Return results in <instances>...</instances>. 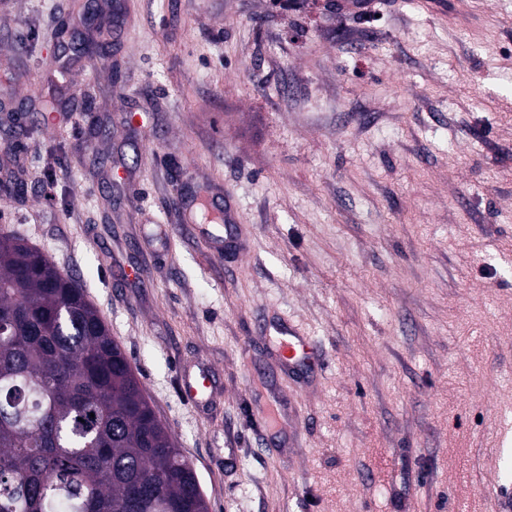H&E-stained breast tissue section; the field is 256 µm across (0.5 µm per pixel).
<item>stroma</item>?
Masks as SVG:
<instances>
[{"label":"stroma","instance_id":"obj_1","mask_svg":"<svg viewBox=\"0 0 512 512\" xmlns=\"http://www.w3.org/2000/svg\"><path fill=\"white\" fill-rule=\"evenodd\" d=\"M62 60L48 128L19 106ZM10 178L209 512H505L512 0H0ZM218 187L232 229L182 219ZM277 340L282 354L288 357L289 361L305 362L314 364L312 346L305 336L292 329L279 333ZM211 388L210 374L205 368H201L196 374L186 377L182 383L185 395L198 404L208 400Z\"/></svg>","mask_w":512,"mask_h":512}]
</instances>
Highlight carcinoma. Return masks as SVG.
Instances as JSON below:
<instances>
[{
    "label": "carcinoma",
    "mask_w": 512,
    "mask_h": 512,
    "mask_svg": "<svg viewBox=\"0 0 512 512\" xmlns=\"http://www.w3.org/2000/svg\"><path fill=\"white\" fill-rule=\"evenodd\" d=\"M0 512H207L80 281L1 227Z\"/></svg>",
    "instance_id": "1"
}]
</instances>
